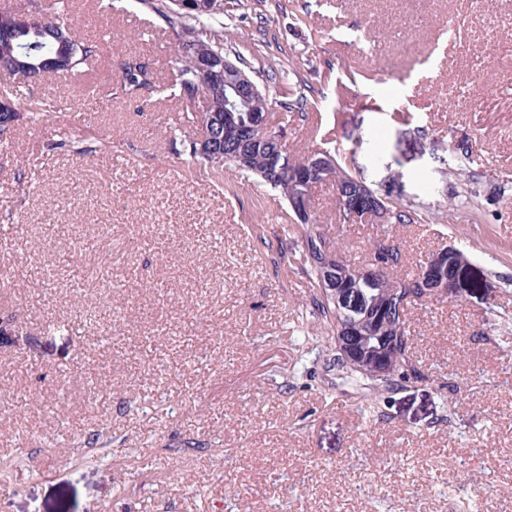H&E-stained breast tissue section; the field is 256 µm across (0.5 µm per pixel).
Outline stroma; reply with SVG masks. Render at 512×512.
<instances>
[{
  "label": "stroma",
  "instance_id": "1",
  "mask_svg": "<svg viewBox=\"0 0 512 512\" xmlns=\"http://www.w3.org/2000/svg\"><path fill=\"white\" fill-rule=\"evenodd\" d=\"M71 20L100 74L140 54L162 92L39 84L0 145V321L18 326L0 335V512H512V0H238L223 17L251 67L315 66L306 116L269 114L290 151L343 150L416 216L395 231L410 257L468 258L474 287L410 309L417 374L375 399L310 311L287 202L186 159L163 19L81 0ZM476 80L494 87L477 106ZM47 98L58 117L28 124ZM311 197L349 259L383 238L337 223L332 183Z\"/></svg>",
  "mask_w": 512,
  "mask_h": 512
}]
</instances>
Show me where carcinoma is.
<instances>
[{"mask_svg": "<svg viewBox=\"0 0 512 512\" xmlns=\"http://www.w3.org/2000/svg\"><path fill=\"white\" fill-rule=\"evenodd\" d=\"M148 9L159 14L176 36L180 37L186 31L198 34L195 53L186 54L182 51L181 43L175 45L177 64V78L171 87V93L178 97L184 115V122L197 128L201 127L202 115L197 112L196 104L204 102L205 112H224V82L213 80L203 72L198 62L216 52L221 56L224 53V44L220 35L213 30L211 23L217 17L224 15V0H213V3L198 7L189 13H184L177 6L170 3H157L155 0H140ZM20 6L0 5V70L7 71L20 78L21 84L30 86L40 84L48 78L75 72L88 66L98 55V46L83 37L72 27L65 18L54 14L47 17H38V22L48 25L43 31L33 28L22 30ZM118 83L121 92L129 99H139L146 103L160 92L157 84V74L154 63L145 56L128 54L116 62ZM300 83L306 92H288L281 100L265 99V106H278L285 111L306 112L315 105V101L308 95L315 93L313 85L305 79ZM19 113L17 111L0 112V144H9L18 127ZM184 153L188 157L214 173L221 175L224 169L238 170L253 175L260 183L279 192L283 199H288L293 187L287 180L276 176L275 167L268 161L269 155L262 150L252 154L248 166L243 167L224 155L232 153L230 145H224V154L204 153L198 150L199 136L187 137L183 140ZM70 151L76 155L88 153L108 152L112 149L111 142H98L95 146H85L82 141H72ZM335 166L330 169L329 181L336 185V217L340 223H351L348 211L343 207V200L357 190V176L353 174L343 161L340 151L332 150ZM302 244L312 246V255H304V262L308 266V273L314 283H319L320 266L336 264V249L329 245L327 235L322 225L317 223L315 215H310V221L300 225ZM389 243L390 271L404 266L406 255L400 244L394 239L384 238L372 246V250ZM423 262L415 263L403 277L388 275V278L376 286L361 281H351L355 288L362 289L367 296L366 308L362 312L349 311L340 314L336 306L326 297L321 288L311 296V304L315 314L321 318L324 325L336 331L339 321L357 327L366 335L365 352L362 356L361 368L355 370L343 362L341 355H336V367L347 374L357 375L368 382V385L377 392H388L402 378V372L415 370L410 358L409 344H404L401 355L397 360L399 367L393 375L384 378L376 375L377 362L381 358L393 355L390 344L398 330L409 333L407 323V309L401 312L392 310L393 299L399 289L419 279Z\"/></svg>", "mask_w": 512, "mask_h": 512, "instance_id": "1", "label": "carcinoma"}]
</instances>
